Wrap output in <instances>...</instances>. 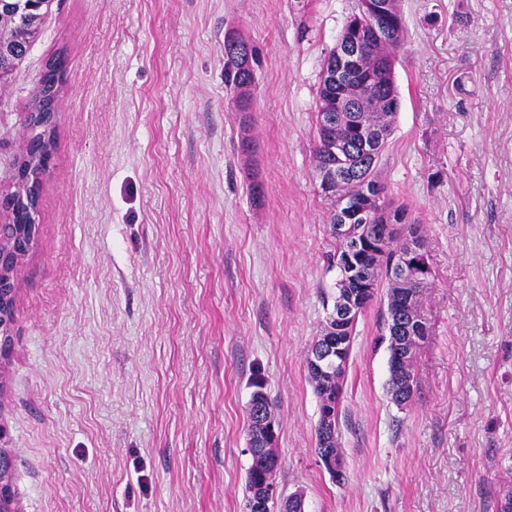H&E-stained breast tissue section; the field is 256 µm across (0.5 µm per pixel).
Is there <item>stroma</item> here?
Listing matches in <instances>:
<instances>
[{
    "label": "stroma",
    "mask_w": 512,
    "mask_h": 512,
    "mask_svg": "<svg viewBox=\"0 0 512 512\" xmlns=\"http://www.w3.org/2000/svg\"><path fill=\"white\" fill-rule=\"evenodd\" d=\"M354 7L54 0L0 87V110L26 111L48 59L66 60L0 362L21 512H245L257 378L275 406L276 481L305 512H494L512 483V0H402L380 178L422 221L429 334L398 409L367 308L344 380L343 483L315 451L306 356L337 278L315 112ZM229 33L262 55L247 112L224 86Z\"/></svg>",
    "instance_id": "stroma-1"
}]
</instances>
